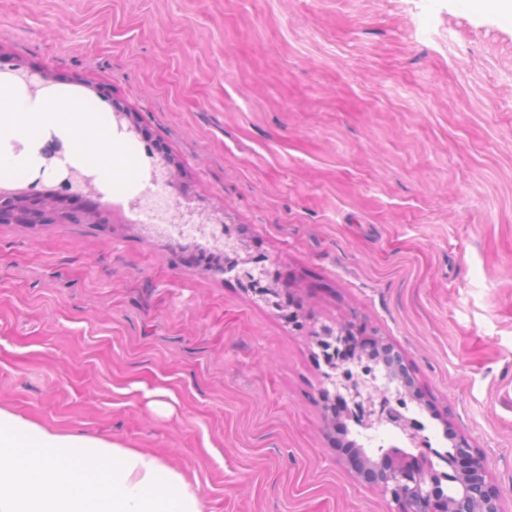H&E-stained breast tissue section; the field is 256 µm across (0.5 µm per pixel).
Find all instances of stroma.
<instances>
[{
	"label": "stroma",
	"mask_w": 512,
	"mask_h": 512,
	"mask_svg": "<svg viewBox=\"0 0 512 512\" xmlns=\"http://www.w3.org/2000/svg\"><path fill=\"white\" fill-rule=\"evenodd\" d=\"M0 52L108 89L293 324L135 224L0 223V409L196 475L207 512H406L337 451L315 330L390 343L445 471L512 512V20L473 0H0ZM454 439H445L446 431Z\"/></svg>",
	"instance_id": "1"
}]
</instances>
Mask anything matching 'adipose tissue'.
I'll list each match as a JSON object with an SVG mask.
<instances>
[{
	"instance_id": "ef3b65f1",
	"label": "adipose tissue",
	"mask_w": 512,
	"mask_h": 512,
	"mask_svg": "<svg viewBox=\"0 0 512 512\" xmlns=\"http://www.w3.org/2000/svg\"><path fill=\"white\" fill-rule=\"evenodd\" d=\"M94 165L106 189L137 174L92 113L71 100L34 101L0 83V140L35 138L44 129ZM98 142L94 154L85 143ZM182 473L159 457L87 437L39 428L0 409V512H204Z\"/></svg>"
}]
</instances>
